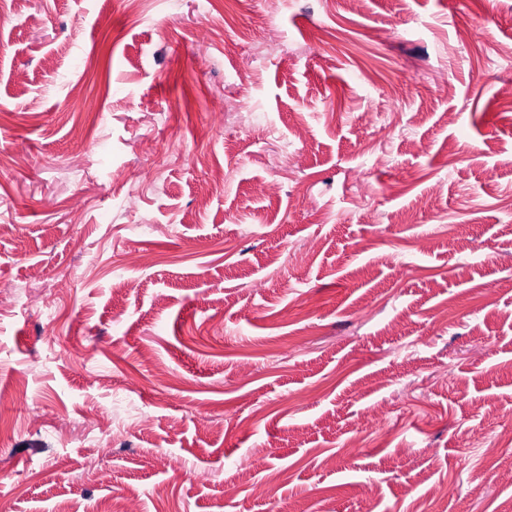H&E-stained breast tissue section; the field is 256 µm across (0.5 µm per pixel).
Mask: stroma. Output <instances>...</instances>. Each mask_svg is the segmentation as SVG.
Wrapping results in <instances>:
<instances>
[{
	"label": "stroma",
	"instance_id": "35a3bbf8",
	"mask_svg": "<svg viewBox=\"0 0 512 512\" xmlns=\"http://www.w3.org/2000/svg\"><path fill=\"white\" fill-rule=\"evenodd\" d=\"M507 81L512 0H0V512H512Z\"/></svg>",
	"mask_w": 512,
	"mask_h": 512
}]
</instances>
